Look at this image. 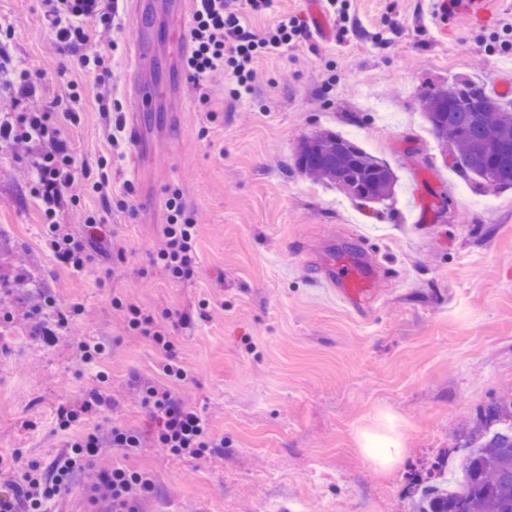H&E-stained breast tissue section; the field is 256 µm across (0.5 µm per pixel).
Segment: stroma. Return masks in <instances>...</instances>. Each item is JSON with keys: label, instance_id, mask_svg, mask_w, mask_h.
<instances>
[{"label": "stroma", "instance_id": "35a3bbf8", "mask_svg": "<svg viewBox=\"0 0 512 512\" xmlns=\"http://www.w3.org/2000/svg\"><path fill=\"white\" fill-rule=\"evenodd\" d=\"M446 18L429 0H344L345 27L317 36L308 0H272L251 17L256 31L282 14L303 37L282 55L255 59L252 95L237 99L224 78L200 102L187 74L158 60V85L183 81L185 120L149 155L162 177L157 213L141 214L132 184L131 144L111 155V110L77 53L51 35L41 0H0V23L14 33L13 64L38 79L40 97L80 94L81 125L68 147L89 180L111 158L110 197L85 192L58 221L90 236L95 269L74 274L43 238L39 200L22 164L0 143V458L50 463L63 452L60 405L101 391V406L72 429L116 421L144 439L126 459L155 477L152 512H409L411 483L439 458L461 467L456 431L491 397L512 398V188L486 189L462 176L429 130L419 95L461 75L498 72L512 100V0L474 22L464 0ZM112 97L124 111L135 44L129 6L113 36ZM353 136L395 171L389 204L360 203L295 169L292 154L313 131ZM179 189L195 214L198 274L190 280L151 268L166 222L165 189ZM124 199L126 209L108 203ZM100 224L90 232L85 213ZM359 254L380 267L370 308L338 307L320 275L332 253ZM79 306L72 341L47 345L43 319L29 310L40 294ZM122 300L166 315L178 356L193 378L178 388L223 447L182 459L156 447L155 421L135 396L158 380L161 352L125 334ZM108 349V384L80 371L73 344ZM388 412L407 454L376 470L357 447L358 431Z\"/></svg>", "mask_w": 512, "mask_h": 512}]
</instances>
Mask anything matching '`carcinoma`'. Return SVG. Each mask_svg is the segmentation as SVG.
Masks as SVG:
<instances>
[{
    "label": "carcinoma",
    "instance_id": "cac0c4a2",
    "mask_svg": "<svg viewBox=\"0 0 512 512\" xmlns=\"http://www.w3.org/2000/svg\"><path fill=\"white\" fill-rule=\"evenodd\" d=\"M435 140L452 147L459 171L496 189L512 188V103L485 83L456 78L421 95ZM295 168L363 203L392 200L393 169L352 139L318 130L298 144ZM470 449L456 488L448 490L447 463L418 481L410 512H512V399H493L457 433Z\"/></svg>",
    "mask_w": 512,
    "mask_h": 512
}]
</instances>
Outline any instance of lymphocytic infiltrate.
<instances>
[{"label":"lymphocytic infiltrate","instance_id":"f902f5d3","mask_svg":"<svg viewBox=\"0 0 512 512\" xmlns=\"http://www.w3.org/2000/svg\"><path fill=\"white\" fill-rule=\"evenodd\" d=\"M189 27L192 51L185 61L189 78L199 90L209 81L224 77L233 97L243 99L253 91L255 59L263 54H282L293 46L302 25L296 18L281 16L262 33L247 24L249 15L268 10L271 0H195ZM49 29L63 43L79 48L78 64L95 74L103 90V100H111L112 59L92 50L93 41L109 38L118 30L115 0H43ZM37 83L26 71L16 76L14 98L28 101L26 111L14 120L0 122V142L8 144L17 156L26 158L21 174L40 200L46 225L44 238L57 259L80 274L96 263V255L85 237L72 225L61 224L56 213L63 202L79 203V177L67 142L61 137V124H76L74 111H58L57 101L37 100ZM42 141L46 151L32 156L33 142ZM168 220L158 245L151 255L152 264L173 279H190L197 272L196 224L187 213L179 192L166 190ZM126 326L130 333L151 339L166 352L160 364L161 382L142 389L140 402L156 419L155 440L175 456L199 459L207 449L217 447L208 422L189 407L170 388V381L190 376L186 365L172 350L165 324L150 310L125 305ZM67 449L50 465L31 461L0 466V512H52L70 488L74 474L95 469L92 487L95 500L108 502L110 512H146V503L155 487L154 476L147 471L124 466L125 458L135 455L140 437L119 425L107 432H88L68 440ZM116 450L121 461L98 467L107 450Z\"/></svg>","mask_w":512,"mask_h":512}]
</instances>
